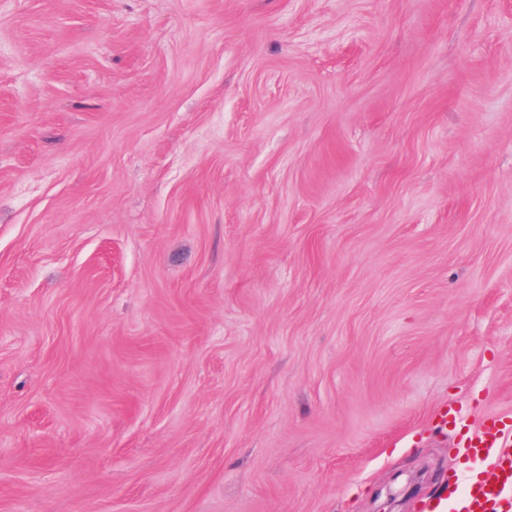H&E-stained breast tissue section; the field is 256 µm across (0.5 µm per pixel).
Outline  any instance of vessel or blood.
Instances as JSON below:
<instances>
[{
  "mask_svg": "<svg viewBox=\"0 0 512 512\" xmlns=\"http://www.w3.org/2000/svg\"><path fill=\"white\" fill-rule=\"evenodd\" d=\"M466 459L483 462L489 475H468L460 494L428 500L419 512H512V420L491 417L481 429L466 433L461 443Z\"/></svg>",
  "mask_w": 512,
  "mask_h": 512,
  "instance_id": "obj_1",
  "label": "vessel or blood"
}]
</instances>
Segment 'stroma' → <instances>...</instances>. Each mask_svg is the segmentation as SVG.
I'll return each mask as SVG.
<instances>
[{
	"mask_svg": "<svg viewBox=\"0 0 512 512\" xmlns=\"http://www.w3.org/2000/svg\"><path fill=\"white\" fill-rule=\"evenodd\" d=\"M491 416L512 0H0V512H417Z\"/></svg>",
	"mask_w": 512,
	"mask_h": 512,
	"instance_id": "stroma-1",
	"label": "stroma"
}]
</instances>
